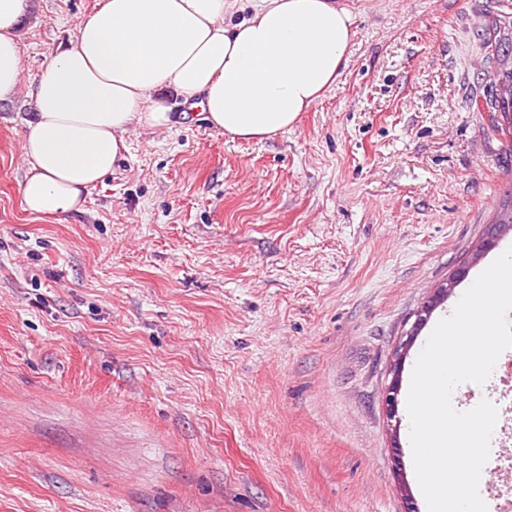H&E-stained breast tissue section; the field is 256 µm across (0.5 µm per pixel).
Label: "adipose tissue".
Wrapping results in <instances>:
<instances>
[{
    "mask_svg": "<svg viewBox=\"0 0 512 512\" xmlns=\"http://www.w3.org/2000/svg\"><path fill=\"white\" fill-rule=\"evenodd\" d=\"M226 2L99 0L32 86L35 116L21 145L27 211H82L133 127H169L163 89L194 101L211 128L263 141L335 84L355 34L349 10L334 0H260L228 26ZM27 9L28 0H0V101L21 81Z\"/></svg>",
    "mask_w": 512,
    "mask_h": 512,
    "instance_id": "1",
    "label": "adipose tissue"
}]
</instances>
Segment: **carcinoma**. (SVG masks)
<instances>
[{"instance_id": "cac0c4a2", "label": "carcinoma", "mask_w": 512, "mask_h": 512, "mask_svg": "<svg viewBox=\"0 0 512 512\" xmlns=\"http://www.w3.org/2000/svg\"><path fill=\"white\" fill-rule=\"evenodd\" d=\"M481 37L489 48L490 94L484 97L486 111L492 113L493 131L512 140V124L509 133L499 129V120L512 115V15L499 14L494 24L482 29ZM494 223L512 224V192L500 201Z\"/></svg>"}]
</instances>
